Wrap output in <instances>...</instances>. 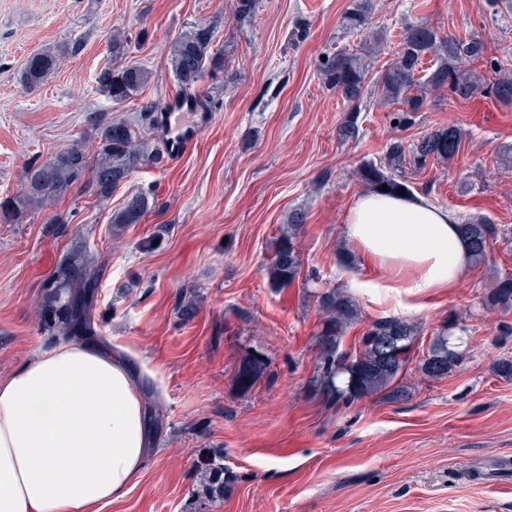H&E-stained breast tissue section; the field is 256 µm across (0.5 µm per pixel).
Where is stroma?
<instances>
[{
    "label": "stroma",
    "instance_id": "1",
    "mask_svg": "<svg viewBox=\"0 0 512 512\" xmlns=\"http://www.w3.org/2000/svg\"><path fill=\"white\" fill-rule=\"evenodd\" d=\"M352 0H260L239 21L235 0H0V206L23 189L26 167L74 144L94 147L102 116L138 121L142 105L168 103L177 85L171 41L214 25L222 70L194 93L209 121L179 160L133 173L111 196L75 186L39 209L0 217V374L60 345L43 298L67 257L99 253L93 348L123 359L165 414L128 494L99 512H512V311L485 305L486 285L512 272V244L494 241L452 289L411 298L383 287L384 273L345 241L344 216L363 190L356 170L380 161L395 137L411 142L452 123L463 133L448 166L412 174L413 192L460 218L512 227V106L485 99H427L415 125L396 127L392 108L365 98L357 140L339 142L348 104L319 73L321 56L359 46L342 16ZM308 36L294 43L296 23ZM475 34L512 71V0H374L369 27L397 44L408 24ZM144 42L113 58V34ZM62 48L40 87L22 81L29 58ZM139 65L152 78L116 105L97 89L105 67ZM135 193L153 199L141 223L113 224ZM301 273L284 288L265 275L292 213ZM62 223H51L52 215ZM343 289L359 309L341 347L356 352L379 320L417 322L416 348L442 327L462 329L465 357L433 381L410 363L402 392L331 405L317 382L323 313L316 295ZM263 368L251 388L241 361ZM224 455L223 498L197 494L195 462Z\"/></svg>",
    "mask_w": 512,
    "mask_h": 512
}]
</instances>
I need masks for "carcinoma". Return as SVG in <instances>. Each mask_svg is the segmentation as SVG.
Segmentation results:
<instances>
[{
  "label": "carcinoma",
  "instance_id": "cac0c4a2",
  "mask_svg": "<svg viewBox=\"0 0 512 512\" xmlns=\"http://www.w3.org/2000/svg\"><path fill=\"white\" fill-rule=\"evenodd\" d=\"M372 8L371 0H353L342 18L343 28L356 33L366 30ZM213 37L214 28L202 25L170 44L169 68L179 93L189 102L193 101V90L202 73L208 68L222 67L220 55L212 49ZM369 38L373 42H365L351 52L338 50L319 63L323 83L351 103L348 118L336 129L338 139L344 142L359 135L360 104L368 94V75L380 54L382 34L376 32ZM488 52L485 42L473 35L449 36L430 26L409 24L390 53L391 59L379 71L376 87L384 102L402 105L395 117L401 128L415 123L417 112L422 110L431 92L446 94L450 100L488 95L504 105L512 104V74L498 70L496 78L488 82L478 69L484 62L495 68L496 62L488 57ZM429 56L433 65L424 70L423 60ZM57 61L51 50L32 56L23 72L24 84L28 87L42 84L55 70ZM150 78L151 72L139 66L108 67L100 71L96 83L102 94L119 104L134 98ZM163 111L165 108L156 102L144 106L138 132L122 120H102L100 140L91 156L84 146L74 144L42 163L29 164L24 176L25 191L13 198L10 211L39 207L81 181L91 185L98 197H108L133 172L158 160V155L148 147L145 134L158 123V115ZM461 144L460 128L453 124L439 125L407 146L398 138L391 141L380 163H364L358 168L357 176L367 187L385 185L408 193L410 182L406 179V170L420 172L430 162L450 164L458 156ZM151 207L148 196L136 194L113 214L112 223L139 224ZM303 221L302 214L292 215L290 232L279 241L266 267L273 288L293 283L300 273V259L293 240ZM463 224L471 259L476 264L486 261L491 241L507 238L508 229L499 228L484 217H470ZM98 263L99 258L94 253L79 251L71 255L52 278L44 306L61 315L52 324V330L65 341L78 336L99 338L92 321ZM317 302L325 312L318 338L317 373L320 386L331 402L348 403L376 395L399 379L420 334L418 325L401 318L377 321L361 338L359 353L352 356L340 350V344L348 326L357 319L353 299L333 288L318 293ZM486 304L504 311L512 310L511 273L496 278L486 296ZM461 357L452 333L445 328L433 337L426 356L420 360L421 370L428 378L439 380L452 372ZM196 468L200 496L209 500L224 496V456L213 453L201 457Z\"/></svg>",
  "mask_w": 512,
  "mask_h": 512
}]
</instances>
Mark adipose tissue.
I'll list each match as a JSON object with an SVG mask.
<instances>
[{
    "label": "adipose tissue",
    "mask_w": 512,
    "mask_h": 512,
    "mask_svg": "<svg viewBox=\"0 0 512 512\" xmlns=\"http://www.w3.org/2000/svg\"><path fill=\"white\" fill-rule=\"evenodd\" d=\"M352 247L418 295L452 288L470 263L455 210L371 189L346 211ZM150 443L129 368L62 345L0 375V512H95L122 499Z\"/></svg>",
    "instance_id": "obj_1"
}]
</instances>
